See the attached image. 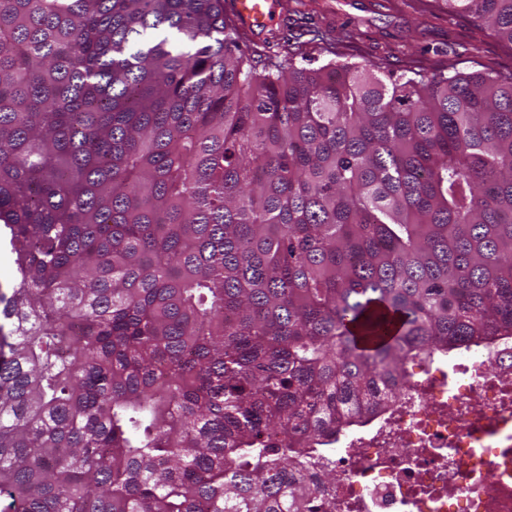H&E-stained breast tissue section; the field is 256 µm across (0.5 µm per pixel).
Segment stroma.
I'll use <instances>...</instances> for the list:
<instances>
[{
  "label": "stroma",
  "mask_w": 512,
  "mask_h": 512,
  "mask_svg": "<svg viewBox=\"0 0 512 512\" xmlns=\"http://www.w3.org/2000/svg\"><path fill=\"white\" fill-rule=\"evenodd\" d=\"M296 2L283 0L277 37L291 38L316 26L331 32L337 52L352 62L453 65L467 72L484 65L512 68V48L468 16L449 13L443 0H312L309 9ZM350 23L357 38L348 36Z\"/></svg>",
  "instance_id": "35a3bbf8"
}]
</instances>
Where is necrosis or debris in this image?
Here are the masks:
<instances>
[{
    "mask_svg": "<svg viewBox=\"0 0 512 512\" xmlns=\"http://www.w3.org/2000/svg\"><path fill=\"white\" fill-rule=\"evenodd\" d=\"M334 512H512V338L451 370L422 363L404 397L312 461Z\"/></svg>",
    "mask_w": 512,
    "mask_h": 512,
    "instance_id": "1",
    "label": "necrosis or debris"
}]
</instances>
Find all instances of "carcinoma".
<instances>
[{
    "instance_id": "obj_1",
    "label": "carcinoma",
    "mask_w": 512,
    "mask_h": 512,
    "mask_svg": "<svg viewBox=\"0 0 512 512\" xmlns=\"http://www.w3.org/2000/svg\"><path fill=\"white\" fill-rule=\"evenodd\" d=\"M512 45V0H444ZM224 0H0L9 512H332L309 458L512 336V72L296 66Z\"/></svg>"
}]
</instances>
